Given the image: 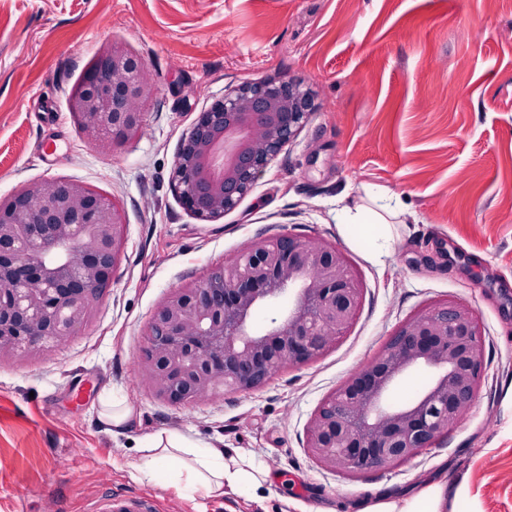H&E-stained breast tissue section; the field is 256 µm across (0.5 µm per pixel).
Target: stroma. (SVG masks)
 Returning a JSON list of instances; mask_svg holds the SVG:
<instances>
[{
	"instance_id": "35a3bbf8",
	"label": "stroma",
	"mask_w": 512,
	"mask_h": 512,
	"mask_svg": "<svg viewBox=\"0 0 512 512\" xmlns=\"http://www.w3.org/2000/svg\"><path fill=\"white\" fill-rule=\"evenodd\" d=\"M129 48L156 87L141 134L87 143L68 110L100 48ZM300 79L317 110L233 211L188 213L170 186L181 139L225 89ZM76 180L126 226L112 285L83 327L29 358H0V512H90L108 494L161 512H357L369 490L450 480L458 512H512V0H0V198ZM397 200L389 250L371 260L361 208ZM340 249L359 314L317 360L262 386L172 405L144 380L150 319L167 294L280 234ZM473 309L486 370L473 404L433 447L353 476L305 446L322 400L406 321ZM129 409L113 427L106 407ZM255 453L256 503L136 481L149 436Z\"/></svg>"
}]
</instances>
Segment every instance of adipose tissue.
<instances>
[{"label":"adipose tissue","mask_w":512,"mask_h":512,"mask_svg":"<svg viewBox=\"0 0 512 512\" xmlns=\"http://www.w3.org/2000/svg\"><path fill=\"white\" fill-rule=\"evenodd\" d=\"M135 469L141 478L152 479L157 464L178 468L187 485L210 494H235L262 499L270 483V471L254 456L227 454L223 449L197 451L194 444L178 435H157L143 449ZM451 493L445 480L424 482L411 493H375L368 496L359 512H443Z\"/></svg>","instance_id":"1"}]
</instances>
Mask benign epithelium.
Masks as SVG:
<instances>
[{"mask_svg":"<svg viewBox=\"0 0 512 512\" xmlns=\"http://www.w3.org/2000/svg\"><path fill=\"white\" fill-rule=\"evenodd\" d=\"M155 85L125 47L99 50L68 110L94 146L124 143L143 126ZM315 92L300 80L233 88L198 114L183 136L171 186L196 219L217 221L306 125ZM126 225L122 210L78 181L30 183L0 198V358L65 341L111 287ZM360 279L338 248L317 238L260 240L205 279L174 288L146 334L144 377L173 405L251 390L327 351L355 320ZM264 308L279 309L265 328ZM433 370L413 399L391 393L408 374ZM485 373L475 311L443 305L404 323L365 367L318 407L306 448L344 474L388 468L429 448L475 400Z\"/></svg>","mask_w":512,"mask_h":512,"instance_id":"1","label":"benign epithelium"}]
</instances>
